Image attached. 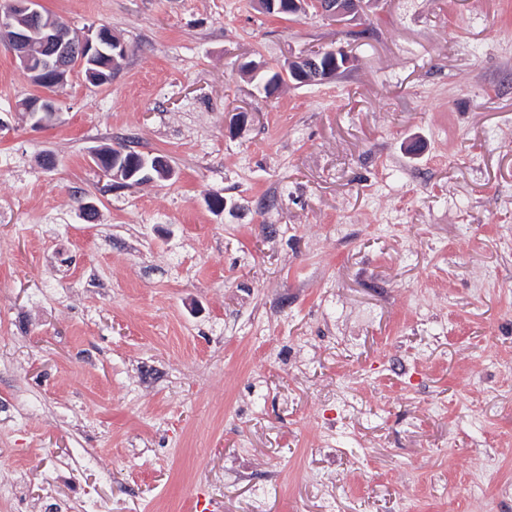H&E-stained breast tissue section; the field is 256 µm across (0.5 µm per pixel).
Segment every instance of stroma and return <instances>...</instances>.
I'll list each match as a JSON object with an SVG mask.
<instances>
[{
  "label": "stroma",
  "mask_w": 512,
  "mask_h": 512,
  "mask_svg": "<svg viewBox=\"0 0 512 512\" xmlns=\"http://www.w3.org/2000/svg\"><path fill=\"white\" fill-rule=\"evenodd\" d=\"M40 5L126 55L39 126L0 46V512H512V0ZM365 2L369 4L371 0H292L288 4V9L295 15H281L298 16L299 14L308 13L310 7H314L316 12L324 14L334 21L342 22L350 16L353 18L360 17L366 9ZM331 52L332 54L329 58H332V61L330 62L327 59L323 67H321L319 61L316 59H310L304 56L288 61V68H285V65L281 67H266L265 70L259 72L257 75L259 76L264 92L266 93L267 86L273 81H277L279 86L280 84L284 85L288 82H296V80L299 84H313L334 79L341 71V67L347 64V56H344L340 63V57L337 51ZM289 68L292 72L288 70ZM106 158L112 162L108 163V173L112 177L122 176L125 181L133 180L134 182H140L135 176L138 172L137 160L138 157L127 148L113 147L111 152L105 154ZM127 156V158H126ZM126 158L121 166H119L120 158Z\"/></svg>",
  "instance_id": "obj_1"
}]
</instances>
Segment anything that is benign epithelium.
<instances>
[{
	"mask_svg": "<svg viewBox=\"0 0 512 512\" xmlns=\"http://www.w3.org/2000/svg\"><path fill=\"white\" fill-rule=\"evenodd\" d=\"M261 8L272 13L290 10L295 15L315 11L342 22L352 16H361L366 9L365 0H263ZM0 45L7 48L18 60L25 77L42 89L35 99L23 106L35 123L45 124L59 113L58 95L55 90L67 84L74 71H80L87 80L100 69L104 50H109L112 66L125 54L122 43L104 26L87 29L75 34L64 32L40 10V0H7L0 9ZM347 64V59L332 52L330 60L319 64L315 59L298 57L288 62V68L300 84L321 83L332 80ZM108 173L124 180H136L138 157L128 149L114 147L106 153Z\"/></svg>",
	"mask_w": 512,
	"mask_h": 512,
	"instance_id": "7a95c632",
	"label": "benign epithelium"
}]
</instances>
